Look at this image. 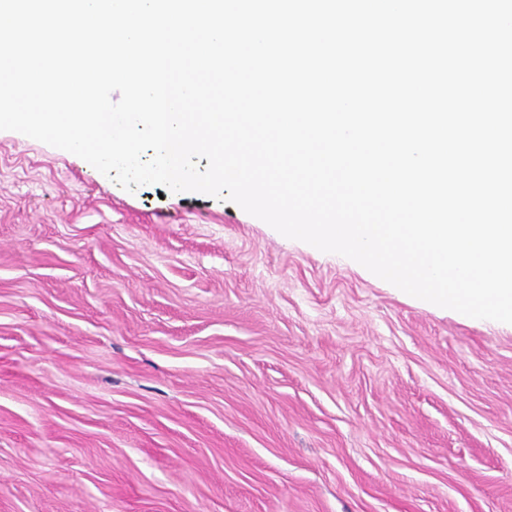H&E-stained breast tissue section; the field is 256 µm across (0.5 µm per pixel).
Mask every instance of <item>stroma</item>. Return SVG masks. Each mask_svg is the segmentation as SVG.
Returning <instances> with one entry per match:
<instances>
[{
  "mask_svg": "<svg viewBox=\"0 0 512 512\" xmlns=\"http://www.w3.org/2000/svg\"><path fill=\"white\" fill-rule=\"evenodd\" d=\"M0 512H512V324L0 131Z\"/></svg>",
  "mask_w": 512,
  "mask_h": 512,
  "instance_id": "35a3bbf8",
  "label": "stroma"
}]
</instances>
